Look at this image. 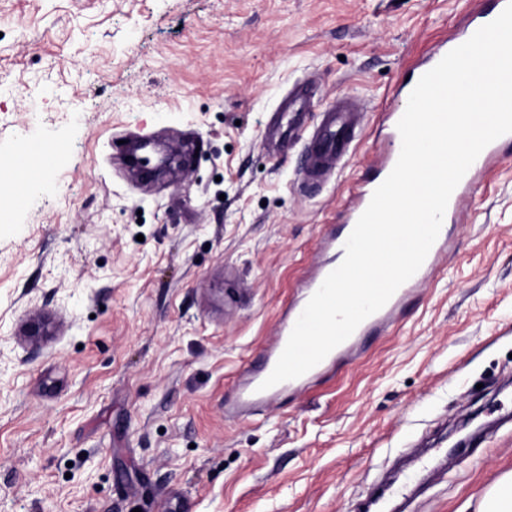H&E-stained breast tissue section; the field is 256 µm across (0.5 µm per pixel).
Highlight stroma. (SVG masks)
Listing matches in <instances>:
<instances>
[{
    "label": "stroma",
    "instance_id": "stroma-1",
    "mask_svg": "<svg viewBox=\"0 0 512 512\" xmlns=\"http://www.w3.org/2000/svg\"><path fill=\"white\" fill-rule=\"evenodd\" d=\"M470 0H0V512H475L512 472V142L448 260L357 360L247 414L235 392L377 175L411 64ZM364 110L299 191L281 99ZM188 172L143 181L123 139ZM50 320L49 338L25 327Z\"/></svg>",
    "mask_w": 512,
    "mask_h": 512
}]
</instances>
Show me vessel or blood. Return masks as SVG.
<instances>
[{"instance_id":"obj_1","label":"vessel or blood","mask_w":512,"mask_h":512,"mask_svg":"<svg viewBox=\"0 0 512 512\" xmlns=\"http://www.w3.org/2000/svg\"><path fill=\"white\" fill-rule=\"evenodd\" d=\"M448 51L447 40L442 39L434 44L427 57L414 65L411 80H408L402 87L403 94H410L417 79L437 65ZM359 128L360 114L350 101H338L321 112L312 128L303 154L301 171L304 183L319 185L327 182L342 160L352 152L358 138ZM390 142L391 149L379 152L375 158L378 177L382 180L390 174L398 159L397 146L401 142L399 133H391ZM497 159L496 144H489L480 153L452 193L445 212L447 221L442 224L439 235L420 269L394 293L383 308L366 318L356 328V336L367 335L378 327L392 323L399 318L411 299L414 289L447 259L451 251L450 223L460 218V206L464 195L475 184L477 178L488 170ZM374 190V185L369 184L351 192L348 206L341 216L340 230L332 232L321 244L323 250L331 252V260L311 268L301 284L299 296L289 304L280 318L273 343L268 345L265 351L251 364L246 381L237 389L236 400L241 408L248 409L258 404L274 401L285 391L303 387L313 379L327 375L334 370L336 364L351 349L352 340H345L320 363L299 378L282 382L266 390L261 387L262 382L272 372L296 320L309 299L320 287L325 277L342 263L345 256L344 244L358 218L367 208Z\"/></svg>"}]
</instances>
